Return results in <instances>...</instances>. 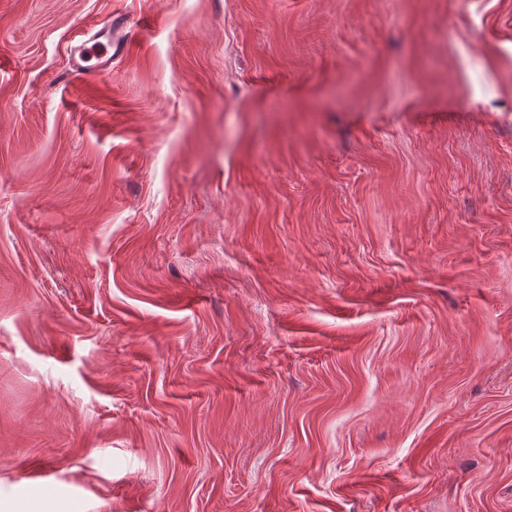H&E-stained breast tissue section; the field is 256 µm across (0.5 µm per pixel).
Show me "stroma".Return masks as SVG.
Listing matches in <instances>:
<instances>
[{"instance_id":"stroma-1","label":"stroma","mask_w":512,"mask_h":512,"mask_svg":"<svg viewBox=\"0 0 512 512\" xmlns=\"http://www.w3.org/2000/svg\"><path fill=\"white\" fill-rule=\"evenodd\" d=\"M0 512H512V0H0ZM125 30L126 26L123 22H116L113 19L88 39L73 46L72 55L75 60V72L91 77L107 69L112 63V57L121 53L129 39ZM102 39L106 40V43L100 41ZM89 44L91 45L89 46ZM93 46L100 48L99 53L93 59L94 62L88 57V50Z\"/></svg>"}]
</instances>
